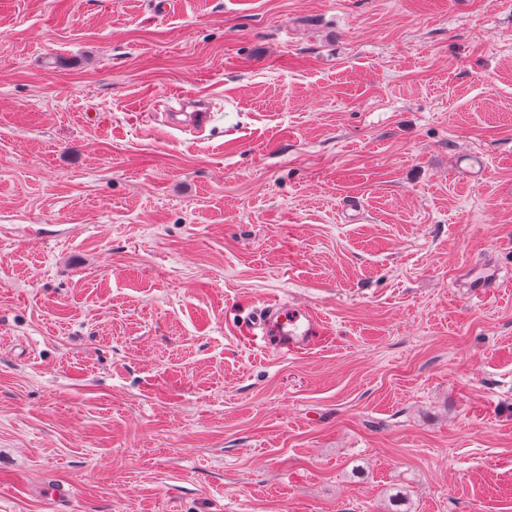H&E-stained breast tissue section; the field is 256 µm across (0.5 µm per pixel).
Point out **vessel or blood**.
<instances>
[{
	"mask_svg": "<svg viewBox=\"0 0 512 512\" xmlns=\"http://www.w3.org/2000/svg\"><path fill=\"white\" fill-rule=\"evenodd\" d=\"M500 274L495 267L476 264L464 283L469 299L482 300L496 287ZM266 350L282 356L295 355L316 345L322 320L313 311L291 308L281 302L266 304L252 323Z\"/></svg>",
	"mask_w": 512,
	"mask_h": 512,
	"instance_id": "obj_1",
	"label": "vessel or blood"
}]
</instances>
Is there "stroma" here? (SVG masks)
Here are the masks:
<instances>
[{"label":"stroma","instance_id":"1","mask_svg":"<svg viewBox=\"0 0 512 512\" xmlns=\"http://www.w3.org/2000/svg\"><path fill=\"white\" fill-rule=\"evenodd\" d=\"M477 262L512 0H0V512H512ZM270 300L329 336L249 342Z\"/></svg>","mask_w":512,"mask_h":512}]
</instances>
